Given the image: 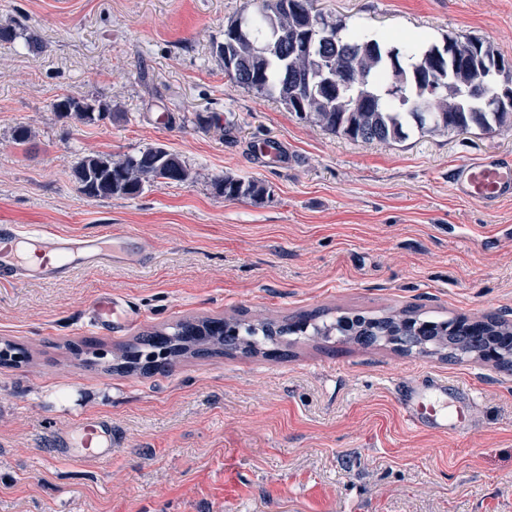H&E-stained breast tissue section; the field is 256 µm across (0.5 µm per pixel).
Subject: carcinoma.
<instances>
[{"label":"carcinoma","mask_w":512,"mask_h":512,"mask_svg":"<svg viewBox=\"0 0 512 512\" xmlns=\"http://www.w3.org/2000/svg\"><path fill=\"white\" fill-rule=\"evenodd\" d=\"M260 0L247 17L249 31L232 35L239 17L228 20L224 42L216 45L219 60L229 57L233 67L224 74L254 93L274 99L288 111L309 119L323 130L350 139L402 142L414 131L449 133L477 128L486 133L512 129V105L501 112H483L477 101L485 90L500 83L512 91V63L493 46L475 37H446L463 45L452 56L437 44L424 45L420 34H406L402 46H391V36L375 37L363 27L334 20L330 32L312 33L310 20L322 16L312 0ZM290 40L314 36L312 50L294 51L283 46L267 48L272 36ZM62 118L93 124L121 117L110 104H94L70 95L53 104ZM80 193L92 198H136L154 184H185L196 174L163 147H147L134 154L91 153L73 169ZM228 201L260 203L267 194L264 183L226 175L214 180ZM317 316L290 323L259 319L243 325L237 321L186 320L172 328L149 332L136 343L119 349L116 358L127 373L151 365L164 372L188 356L222 355L227 350L250 353L266 342L305 332L327 336L335 331L353 340L366 337L372 346L386 336H401L420 353L451 349L467 356L491 343L504 344L512 336V323L499 317L478 322L481 338L468 331L465 317L448 321L423 320L414 311L377 316H340L334 324L318 325Z\"/></svg>","instance_id":"carcinoma-1"}]
</instances>
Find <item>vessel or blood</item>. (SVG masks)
<instances>
[{"instance_id": "vessel-or-blood-1", "label": "vessel or blood", "mask_w": 512, "mask_h": 512, "mask_svg": "<svg viewBox=\"0 0 512 512\" xmlns=\"http://www.w3.org/2000/svg\"><path fill=\"white\" fill-rule=\"evenodd\" d=\"M459 195L491 206L512 199V156L471 161L461 165L454 177ZM129 227L109 235L47 234L42 230L21 233L12 224L0 225V283L30 276L45 282L64 277L78 268L112 265L121 255L119 241H141ZM134 312L111 296L98 297L91 305L90 322L100 332L118 331L131 322ZM447 384L433 383L429 391L411 390L402 407L408 423L416 427L455 430L465 424V413L456 402L447 401ZM79 443L99 460L112 457V422L104 417L84 418L76 425Z\"/></svg>"}]
</instances>
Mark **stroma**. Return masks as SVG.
I'll return each instance as SVG.
<instances>
[{
    "label": "stroma",
    "instance_id": "obj_1",
    "mask_svg": "<svg viewBox=\"0 0 512 512\" xmlns=\"http://www.w3.org/2000/svg\"><path fill=\"white\" fill-rule=\"evenodd\" d=\"M332 18L433 41L472 36L512 59V0H314ZM253 0H0V224L61 233L125 225L152 260L0 284V512H512V370L289 335L260 352L186 358L168 374L109 370L108 352L182 319L417 310L512 320V200L458 196L459 164L512 155V130L363 143L230 81L215 55ZM111 104L80 125L52 104ZM172 121L158 123L162 110ZM33 132L23 146L16 126ZM279 140L278 158L258 146ZM161 146L196 172L129 199L90 198L83 156ZM231 174L263 203L227 201ZM109 293L138 313L115 333ZM433 377L469 396L455 434L410 425L398 391ZM112 420L111 462L58 458L83 416ZM214 185L218 192L228 201L250 200L254 203H260L267 194V188L264 183L255 180H245L233 175H224L222 178H216ZM90 322L96 331L118 332L129 322H131L135 313L123 304L112 301V295L98 297L91 304Z\"/></svg>",
    "mask_w": 512,
    "mask_h": 512
}]
</instances>
